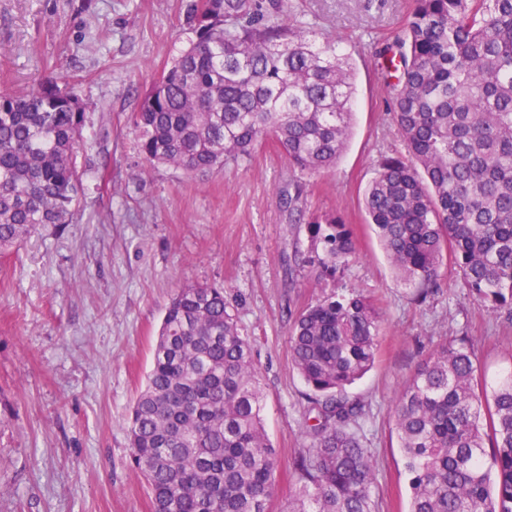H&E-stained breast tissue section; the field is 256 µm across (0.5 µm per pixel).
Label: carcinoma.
I'll return each mask as SVG.
<instances>
[{"label":"carcinoma","instance_id":"cac0c4a2","mask_svg":"<svg viewBox=\"0 0 512 512\" xmlns=\"http://www.w3.org/2000/svg\"><path fill=\"white\" fill-rule=\"evenodd\" d=\"M186 20L195 40L131 116L146 165L206 171L268 138L302 171L336 165L355 102L337 42L291 24L288 0H190ZM383 60L405 153L382 158L368 183V224L404 282L431 288L450 259L481 305L512 308V0H413ZM83 122L69 82L0 88V254L46 224L73 223ZM314 233L316 276L355 257L340 217L314 221ZM380 332L375 304L355 291L308 304L289 329L316 411L310 448L294 460L292 512H373L375 461L350 427L364 407L345 388L374 366ZM475 383L460 338L398 394L408 512H512V376L489 397ZM128 436L152 512H270L278 453L224 288L191 284L172 298Z\"/></svg>","mask_w":512,"mask_h":512}]
</instances>
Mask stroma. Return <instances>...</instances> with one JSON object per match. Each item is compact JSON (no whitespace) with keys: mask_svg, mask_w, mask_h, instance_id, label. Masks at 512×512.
<instances>
[{"mask_svg":"<svg viewBox=\"0 0 512 512\" xmlns=\"http://www.w3.org/2000/svg\"><path fill=\"white\" fill-rule=\"evenodd\" d=\"M411 3L289 0L294 23L338 40L355 73L349 147L334 169L309 174L269 140L222 168H142L130 117L193 38L187 0H0V85L24 93L74 81L85 106L76 221L45 225L0 255V512H151L130 468L127 418L165 310L187 284L223 288L250 339L279 458L271 512H288L293 462L310 446L308 388L288 351L295 317L334 292L377 303L378 357L347 396L367 412L374 512H408L397 393L434 349L464 335L484 391L512 372V314L481 306L450 268L417 302L418 286L396 278L366 224L365 185L382 158L404 151L378 52ZM330 214L352 226L356 255L318 281L304 264L322 253L310 223Z\"/></svg>","mask_w":512,"mask_h":512,"instance_id":"1","label":"stroma"}]
</instances>
